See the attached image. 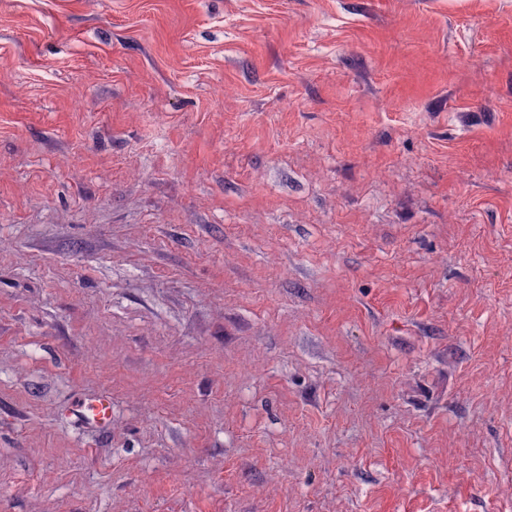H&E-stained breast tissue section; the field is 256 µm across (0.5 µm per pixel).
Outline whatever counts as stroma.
I'll return each instance as SVG.
<instances>
[{
    "instance_id": "obj_1",
    "label": "stroma",
    "mask_w": 512,
    "mask_h": 512,
    "mask_svg": "<svg viewBox=\"0 0 512 512\" xmlns=\"http://www.w3.org/2000/svg\"><path fill=\"white\" fill-rule=\"evenodd\" d=\"M511 327L512 0H0V512H512ZM77 412L84 421L100 429H110L112 426V408L107 399L85 400L78 405Z\"/></svg>"
}]
</instances>
